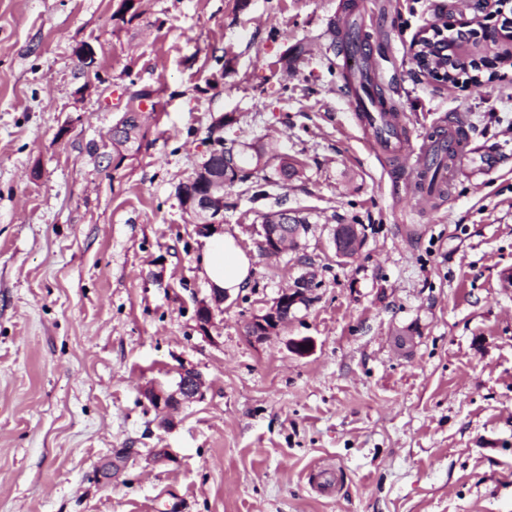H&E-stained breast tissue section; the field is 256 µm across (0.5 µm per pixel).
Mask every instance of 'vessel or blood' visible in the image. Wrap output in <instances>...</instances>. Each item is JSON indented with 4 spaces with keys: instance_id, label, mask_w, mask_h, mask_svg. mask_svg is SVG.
I'll return each instance as SVG.
<instances>
[{
    "instance_id": "1",
    "label": "vessel or blood",
    "mask_w": 512,
    "mask_h": 512,
    "mask_svg": "<svg viewBox=\"0 0 512 512\" xmlns=\"http://www.w3.org/2000/svg\"><path fill=\"white\" fill-rule=\"evenodd\" d=\"M342 67L351 75H361L365 82L378 84L380 72L370 53L353 44L345 49ZM347 94L356 101L359 123L371 133L370 144L379 153L399 159L409 170L410 195L419 202L432 200L446 192L450 178L456 174H473L470 138L465 121L456 114L435 135L412 138L395 102L365 100L356 85Z\"/></svg>"
}]
</instances>
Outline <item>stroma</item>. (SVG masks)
Masks as SVG:
<instances>
[{"label": "stroma", "mask_w": 512, "mask_h": 512, "mask_svg": "<svg viewBox=\"0 0 512 512\" xmlns=\"http://www.w3.org/2000/svg\"><path fill=\"white\" fill-rule=\"evenodd\" d=\"M0 0V512H512V64L480 86L422 75L411 43L448 0ZM354 23L411 130L467 117L472 163L418 205L369 149L334 60ZM88 43L93 67L74 56ZM159 105L112 166L128 97ZM247 181L222 233L248 288L197 299L203 238L177 197L204 138ZM297 161L282 180L280 158ZM309 231L276 257L263 214ZM359 255L336 258V225ZM314 272L313 301L257 342L253 315ZM310 340L299 355L290 344ZM201 373V400L159 424L147 387ZM137 448L118 480L103 463ZM170 451L156 464V449Z\"/></svg>", "instance_id": "obj_1"}]
</instances>
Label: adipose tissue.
<instances>
[{
  "label": "adipose tissue",
  "mask_w": 512,
  "mask_h": 512,
  "mask_svg": "<svg viewBox=\"0 0 512 512\" xmlns=\"http://www.w3.org/2000/svg\"><path fill=\"white\" fill-rule=\"evenodd\" d=\"M251 259L246 250L230 235L212 232L206 236L200 257V275L210 285L227 294L247 287Z\"/></svg>",
  "instance_id": "obj_1"
}]
</instances>
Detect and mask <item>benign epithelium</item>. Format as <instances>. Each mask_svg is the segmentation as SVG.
Returning <instances> with one entry per match:
<instances>
[{
    "label": "benign epithelium",
    "instance_id": "7a95c632",
    "mask_svg": "<svg viewBox=\"0 0 512 512\" xmlns=\"http://www.w3.org/2000/svg\"><path fill=\"white\" fill-rule=\"evenodd\" d=\"M448 22L435 23L431 27L422 30L413 40L412 60L419 71L431 76V79L444 85L448 84V74L443 70H434L433 61L427 57L421 58L420 52L424 45L429 44L441 49L445 55V43L438 40L444 33ZM216 169H224V159H216L212 155H205L204 161L197 169L196 180L198 191L182 196V206L185 212L192 216V222L196 224L198 233L208 235L213 230L224 224V185L217 183L211 177L210 172ZM337 238L334 239L336 256L340 259L350 260V248L348 247V234L342 230V225H336ZM261 245L266 254L271 257L279 256L288 248L292 241H299L302 229L293 224H263L261 225ZM312 284L306 277L298 279L289 288L282 289L274 299L273 304L262 314H256L248 323V336L255 341H263L277 333L288 321V315L300 307L309 305L312 296ZM226 294L212 291L210 297L198 301L197 319L203 326L212 318V310L224 304ZM205 381L201 373L186 369L180 373L179 381L172 389L152 385L146 390V396L160 415V424L169 426L173 423L171 413L190 402L197 401L203 396ZM140 456V450L129 448L124 453L114 456L105 466V475L109 478L116 477L125 465Z\"/></svg>",
    "mask_w": 512,
    "mask_h": 512
}]
</instances>
